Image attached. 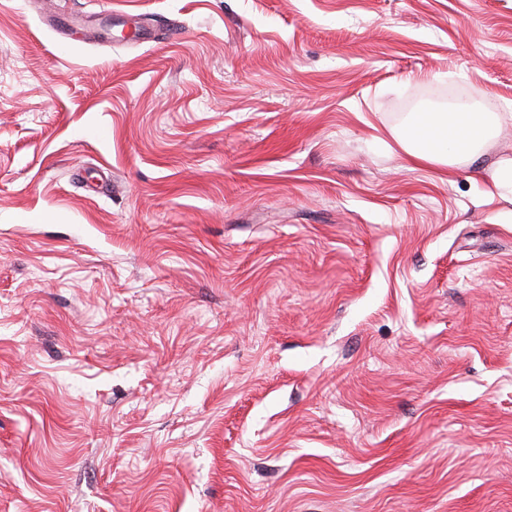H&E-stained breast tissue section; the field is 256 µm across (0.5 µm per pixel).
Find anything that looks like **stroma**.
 Masks as SVG:
<instances>
[{
	"mask_svg": "<svg viewBox=\"0 0 512 512\" xmlns=\"http://www.w3.org/2000/svg\"><path fill=\"white\" fill-rule=\"evenodd\" d=\"M512 0H0V512H512ZM397 144L411 163L444 166L477 160L511 112H412ZM493 187L504 199L512 202V157H502L489 171Z\"/></svg>",
	"mask_w": 512,
	"mask_h": 512,
	"instance_id": "stroma-1",
	"label": "stroma"
}]
</instances>
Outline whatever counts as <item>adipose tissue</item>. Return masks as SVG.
<instances>
[{
  "label": "adipose tissue",
  "mask_w": 512,
  "mask_h": 512,
  "mask_svg": "<svg viewBox=\"0 0 512 512\" xmlns=\"http://www.w3.org/2000/svg\"><path fill=\"white\" fill-rule=\"evenodd\" d=\"M511 112H416L397 144L411 163L444 166L477 160Z\"/></svg>",
  "instance_id": "1"
}]
</instances>
